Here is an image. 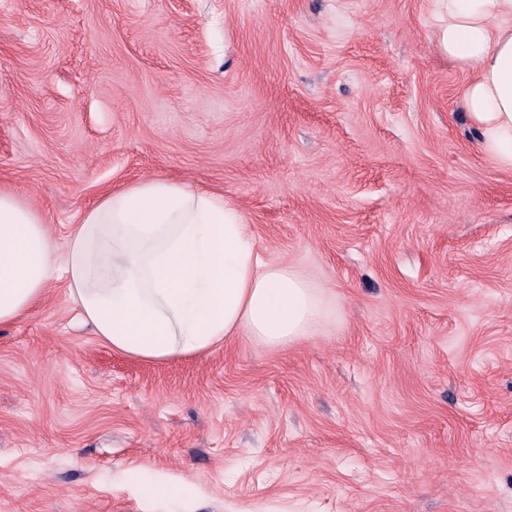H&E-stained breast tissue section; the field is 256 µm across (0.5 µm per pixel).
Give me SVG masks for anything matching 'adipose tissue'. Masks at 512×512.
<instances>
[{
  "mask_svg": "<svg viewBox=\"0 0 512 512\" xmlns=\"http://www.w3.org/2000/svg\"><path fill=\"white\" fill-rule=\"evenodd\" d=\"M439 50L461 89L482 154L512 172V0H434ZM114 351L149 362L200 355L246 333L280 347L328 315L323 293L263 262L241 211L161 178L104 196L58 247L40 212L0 188V325L22 319L54 280Z\"/></svg>",
  "mask_w": 512,
  "mask_h": 512,
  "instance_id": "1",
  "label": "adipose tissue"
}]
</instances>
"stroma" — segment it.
Returning <instances> with one entry per match:
<instances>
[{
	"label": "stroma",
	"instance_id": "1",
	"mask_svg": "<svg viewBox=\"0 0 512 512\" xmlns=\"http://www.w3.org/2000/svg\"><path fill=\"white\" fill-rule=\"evenodd\" d=\"M431 15L0 0V187L61 242L139 180L224 196L332 310L284 347L153 363L52 283L0 326V512H512V173Z\"/></svg>",
	"mask_w": 512,
	"mask_h": 512
}]
</instances>
